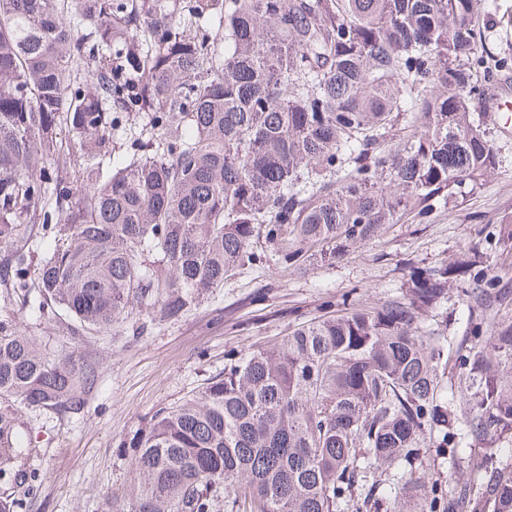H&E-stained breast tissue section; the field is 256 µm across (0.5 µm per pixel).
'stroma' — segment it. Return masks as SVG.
Here are the masks:
<instances>
[{
  "label": "stroma",
  "instance_id": "obj_1",
  "mask_svg": "<svg viewBox=\"0 0 512 512\" xmlns=\"http://www.w3.org/2000/svg\"><path fill=\"white\" fill-rule=\"evenodd\" d=\"M479 26L492 50L480 71L486 94L503 108L484 128L499 163L481 185L458 189L448 208L424 221L392 225L375 241L306 272L284 268L264 240L251 251L262 267H243L177 321L143 323L130 315L109 332L78 333L68 318L21 310L13 290L0 288V318L15 319L37 343L74 352L94 366L95 381L75 414L25 410L22 432L39 489L23 512H114L131 478V455L121 447L153 413L201 389L224 370V354H246L277 343L299 319L326 316L327 303L348 296L362 307L403 296L410 267H429L467 246L477 224L512 221V0H482Z\"/></svg>",
  "mask_w": 512,
  "mask_h": 512
}]
</instances>
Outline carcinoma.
Returning a JSON list of instances; mask_svg holds the SVG:
<instances>
[{"mask_svg":"<svg viewBox=\"0 0 512 512\" xmlns=\"http://www.w3.org/2000/svg\"><path fill=\"white\" fill-rule=\"evenodd\" d=\"M479 2L0 0V283L29 306L31 254L14 242L41 215L39 312L89 333L135 307L176 321L261 261L255 239L303 270L448 206L498 164L473 107ZM82 61L96 66L80 86ZM125 112L148 138L105 175ZM398 125L411 135L394 146ZM473 232L448 263L413 268L400 298L344 299L272 347L229 353L129 441L116 512H360L396 468L395 512H512V290L479 251L512 227ZM466 282L458 342L417 325ZM93 378L0 320V482L23 491L0 512L38 489L20 410L78 411ZM426 439L475 455L471 477L405 480Z\"/></svg>","mask_w":512,"mask_h":512,"instance_id":"carcinoma-1","label":"carcinoma"}]
</instances>
